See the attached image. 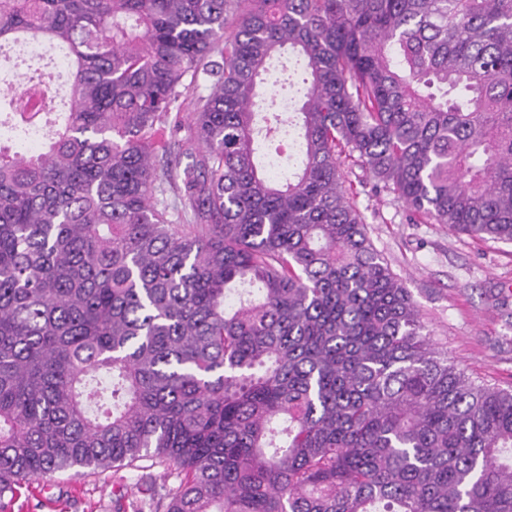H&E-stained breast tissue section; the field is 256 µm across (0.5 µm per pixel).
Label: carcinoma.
Listing matches in <instances>:
<instances>
[{
    "label": "carcinoma",
    "instance_id": "obj_1",
    "mask_svg": "<svg viewBox=\"0 0 512 512\" xmlns=\"http://www.w3.org/2000/svg\"><path fill=\"white\" fill-rule=\"evenodd\" d=\"M28 42L69 108L0 91L12 137L50 128L0 147V512L146 458L164 512H512V388L439 352L341 171L512 243V0H0Z\"/></svg>",
    "mask_w": 512,
    "mask_h": 512
}]
</instances>
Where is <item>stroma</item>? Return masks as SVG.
Returning <instances> with one entry per match:
<instances>
[{
	"label": "stroma",
	"mask_w": 512,
	"mask_h": 512,
	"mask_svg": "<svg viewBox=\"0 0 512 512\" xmlns=\"http://www.w3.org/2000/svg\"><path fill=\"white\" fill-rule=\"evenodd\" d=\"M375 247L412 294L442 354L485 384L512 387V243L411 224L394 194L354 197ZM178 478L149 460L83 469L22 488L12 512H156Z\"/></svg>",
	"instance_id": "obj_1"
}]
</instances>
